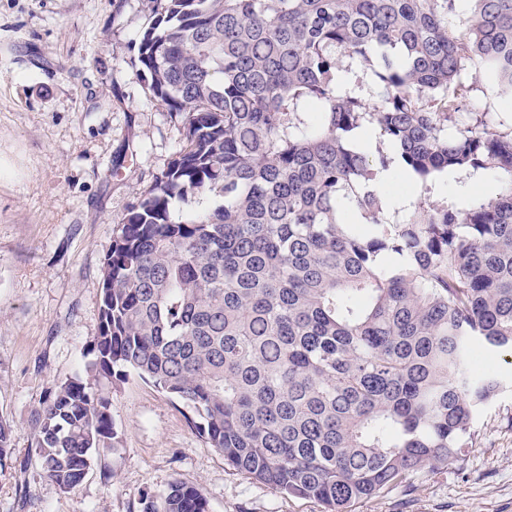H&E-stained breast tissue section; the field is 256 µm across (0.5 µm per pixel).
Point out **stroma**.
I'll list each match as a JSON object with an SVG mask.
<instances>
[{"label":"stroma","instance_id":"stroma-1","mask_svg":"<svg viewBox=\"0 0 512 512\" xmlns=\"http://www.w3.org/2000/svg\"><path fill=\"white\" fill-rule=\"evenodd\" d=\"M144 0H0V418L13 426L0 467V512H141L140 497L180 481L209 512H322L225 461L181 402L131 376L101 378L117 437L81 484L47 481L32 412L83 374L97 333L100 269L129 207L183 145L179 119L151 100L131 64ZM457 123L489 113L512 127V95L475 67ZM506 382L459 465L414 476L353 512H512V356L490 357Z\"/></svg>","mask_w":512,"mask_h":512}]
</instances>
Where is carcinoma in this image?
Wrapping results in <instances>:
<instances>
[{
  "mask_svg": "<svg viewBox=\"0 0 512 512\" xmlns=\"http://www.w3.org/2000/svg\"><path fill=\"white\" fill-rule=\"evenodd\" d=\"M132 65L184 146L133 204L101 271L87 376L135 375L193 413L236 468L324 512L464 461L512 352V131L448 134L477 63L512 89V0H145ZM345 57L382 89L339 91ZM370 125L390 151L366 150ZM395 163L416 182L492 170L489 199L384 221ZM188 208L180 215L173 204ZM43 477L77 488L117 437L77 375L33 413ZM12 426L0 420V466ZM145 512H209L181 482Z\"/></svg>",
  "mask_w": 512,
  "mask_h": 512,
  "instance_id": "cac0c4a2",
  "label": "carcinoma"
}]
</instances>
